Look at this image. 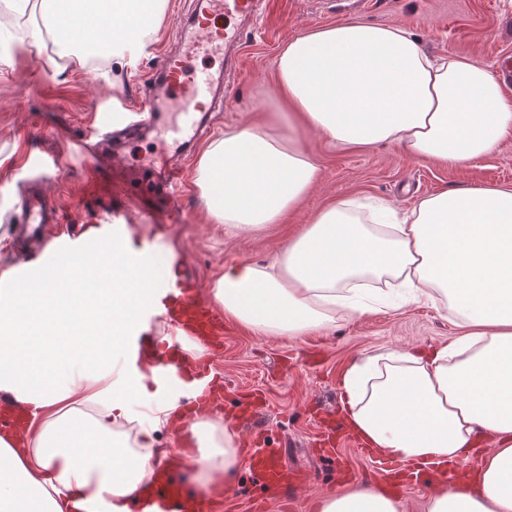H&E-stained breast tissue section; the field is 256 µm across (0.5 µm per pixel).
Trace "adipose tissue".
<instances>
[{"instance_id":"obj_1","label":"adipose tissue","mask_w":512,"mask_h":512,"mask_svg":"<svg viewBox=\"0 0 512 512\" xmlns=\"http://www.w3.org/2000/svg\"><path fill=\"white\" fill-rule=\"evenodd\" d=\"M40 10L24 41L95 39L132 65L166 0H0ZM278 106L265 123L226 129L204 150L197 185L215 223L276 224L310 193L319 164L301 141L395 144L415 159L472 162L512 136V98L471 59L434 57L407 30L347 21L303 31L275 61ZM126 239L98 256L61 237L42 265L0 278V393L29 411L23 441L0 435V512H79L104 497L127 512L139 485L177 449L156 446L180 418L177 390L140 404L149 378L126 365L127 340L156 282L130 265ZM394 280L404 303L442 296L462 330L427 355L390 351L352 363L343 418L367 445L404 463L455 469L426 512H512V187L471 185L422 197L404 216L343 199L317 211L273 261L225 266L212 301L262 336H304L368 312L362 284ZM187 451L197 489L231 481L243 464L235 428L201 416ZM492 439V449L475 455ZM475 473H468V463ZM318 512H403L358 484Z\"/></svg>"}]
</instances>
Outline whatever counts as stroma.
I'll list each match as a JSON object with an SVG mask.
<instances>
[{
  "instance_id": "35a3bbf8",
  "label": "stroma",
  "mask_w": 512,
  "mask_h": 512,
  "mask_svg": "<svg viewBox=\"0 0 512 512\" xmlns=\"http://www.w3.org/2000/svg\"><path fill=\"white\" fill-rule=\"evenodd\" d=\"M191 12V0H168L165 15L135 67L123 70L80 66L73 61L52 65L48 51H21L0 44V277L20 266L15 253L13 215L15 182L29 154L58 152L69 166L51 190L71 230L120 211L134 238L150 247L156 260L171 252L187 256L191 272L204 290L226 265L271 261L288 237L300 230L321 208L343 198H379L396 211H409L420 197L471 185H512V138L482 158L455 166L411 158L399 148H368L331 144L310 133L302 146L320 167L318 183L300 206L280 223L249 232H231L214 223L189 167L181 223L171 225L167 239H156L152 225L141 223L139 212L151 206L137 182L112 180V166H98L99 192L84 185V156L70 144L83 137L82 125L92 114L117 113L124 101L138 98L141 76L157 62L172 36L176 10ZM361 19L401 26L412 32L433 55L454 53L500 76L504 93L512 97V0H265L257 24L241 23L235 65L224 66L212 56L206 63L225 71L232 92L221 124L265 122L276 101L275 60L281 47L304 30ZM455 319L440 299L395 308L376 305L365 315L337 322L334 329L306 336H259L234 324H224V346L213 363L224 381L223 416L236 413L241 401L256 397L262 406L249 423H237L241 442L263 432L282 448L289 467L308 472L309 484L294 496L269 502L265 512H315L319 497L348 483L376 484L378 454H366L361 442L345 430L334 435L331 452H322L323 420L338 413L347 366L363 355L393 349L432 350L459 336Z\"/></svg>"
}]
</instances>
